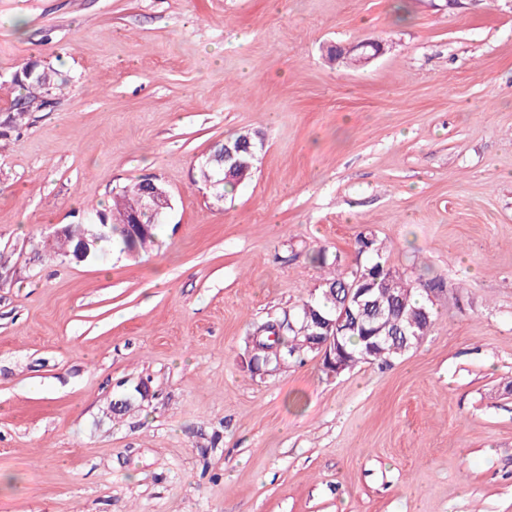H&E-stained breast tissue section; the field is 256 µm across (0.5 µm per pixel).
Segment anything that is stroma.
<instances>
[{
	"label": "stroma",
	"mask_w": 512,
	"mask_h": 512,
	"mask_svg": "<svg viewBox=\"0 0 512 512\" xmlns=\"http://www.w3.org/2000/svg\"><path fill=\"white\" fill-rule=\"evenodd\" d=\"M29 62L69 91L0 141V512H512V0H0V113ZM148 176L151 251L45 250ZM366 230L443 284L422 345L250 373ZM381 49L382 42L380 40L369 39L351 45L348 48L336 46L330 50V54L335 60H342L347 65L359 66L378 56L381 53ZM246 138H250L253 143L260 142V139H257L256 137L247 133L239 134L234 138H230V141L224 142V156H226L228 159L233 160V169L241 165H243V167L245 168L251 167V163L248 161H244L243 158H254L255 149L257 148L258 145L253 144L250 141V139L246 140Z\"/></svg>",
	"instance_id": "35a3bbf8"
}]
</instances>
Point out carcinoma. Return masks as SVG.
<instances>
[{
	"label": "carcinoma",
	"instance_id": "cac0c4a2",
	"mask_svg": "<svg viewBox=\"0 0 512 512\" xmlns=\"http://www.w3.org/2000/svg\"><path fill=\"white\" fill-rule=\"evenodd\" d=\"M21 93L14 99L9 111L18 115L17 123L12 130L16 131L25 124V110L21 109L22 100L33 99L38 93L32 82H14ZM199 181L216 184L215 190L226 193L227 188H236L238 185L251 179V173L241 170L232 175V179H224V165L218 160H208L200 166ZM142 194V181L130 184L112 200L109 211H95L112 224V233L98 239L90 245V257L95 258L104 253L109 246L119 249L122 253H134L146 250L155 242L157 225L151 226L148 235L139 238H130L125 234L122 224L126 223L132 211L139 203ZM369 242L370 248L366 253L370 260L349 272L332 270L328 272L320 293L300 305L275 315L261 323L264 333L257 340L251 341L253 359L270 360L273 370L288 364L291 361H301L303 356L294 352L292 340L295 337V328L304 322L313 323L319 317L334 318L336 311L343 306L346 298V289L359 282L373 289L369 296L370 304L361 312V325L351 328L339 337L347 358L356 366L362 363H377L389 366L393 361L403 357L398 351V338L388 337L393 332L394 323L405 326L406 320L415 323V335L410 342L419 345L428 336L434 322V315L424 316L421 313L423 302L421 293L425 288H439L440 281L432 278L428 281H413L398 276L393 281L392 291L386 295L379 288V281L383 279L382 271L391 270L386 259L387 247L371 232H362L358 235L357 243Z\"/></svg>",
	"mask_w": 512,
	"mask_h": 512
}]
</instances>
